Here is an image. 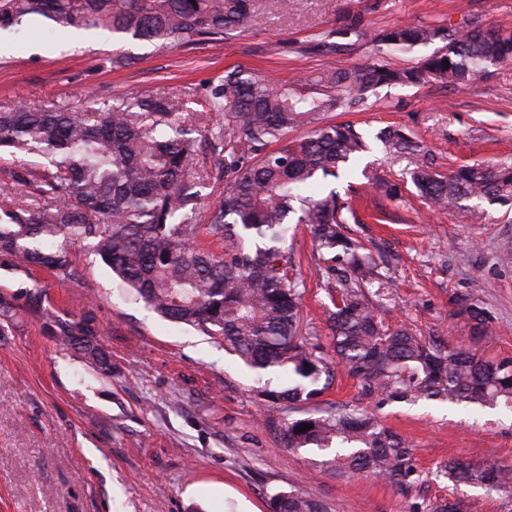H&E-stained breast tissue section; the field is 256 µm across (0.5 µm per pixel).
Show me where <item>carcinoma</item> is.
<instances>
[{
    "instance_id": "obj_1",
    "label": "carcinoma",
    "mask_w": 512,
    "mask_h": 512,
    "mask_svg": "<svg viewBox=\"0 0 512 512\" xmlns=\"http://www.w3.org/2000/svg\"><path fill=\"white\" fill-rule=\"evenodd\" d=\"M253 0H0V30L37 18L63 31L102 29L156 48L221 41L253 23ZM441 39L444 47L418 68L383 64L324 69L316 90L278 85L232 68L211 83L202 113L227 122L205 129L214 166L224 160L237 172L210 211L208 234L224 242L216 254L198 243L201 195L195 130L173 120L165 96L130 94L111 105L75 107L19 103L0 110V152L31 155L42 168L18 176L44 204L0 202V255L75 277L68 243L87 242L134 298L162 318L224 339L264 381L263 409L318 393L335 366L391 399L425 398L479 407L512 408V362H491L438 338L422 340L403 327L386 326L372 292L374 266L361 246L342 233L348 223L336 190H308L364 149L352 124L325 126L327 112L366 103L384 84L418 85L428 78L447 84L472 81L488 66L512 61V31L493 28L449 33L435 26L381 31L386 50L413 52ZM449 68H444V64ZM306 127L309 134L288 138ZM386 153L408 158L412 183L431 208L484 215L482 203L512 201V166L464 164L444 175L433 170L400 128L382 131ZM274 144L276 148L268 150ZM290 224H311L318 249L342 247L348 270L327 287L332 297L331 360L299 336L303 283L288 270ZM457 314L486 332L489 312L469 295L455 296ZM57 341L82 352L101 374L112 360L88 322L60 327ZM286 372L300 381L270 388L267 376ZM304 425L311 429L302 432ZM288 447L326 457L336 473L370 475L402 488L419 479L413 450L367 412H338L288 423ZM443 474L454 483L488 493L512 490V468L476 469L450 460ZM275 512H327L298 490L274 497Z\"/></svg>"
}]
</instances>
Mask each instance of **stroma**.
<instances>
[{
  "label": "stroma",
  "instance_id": "1",
  "mask_svg": "<svg viewBox=\"0 0 512 512\" xmlns=\"http://www.w3.org/2000/svg\"><path fill=\"white\" fill-rule=\"evenodd\" d=\"M432 25L464 32L512 27V0H254V22L220 42L157 50L107 32L63 35L34 21L0 34V109L25 102H113L130 90L175 100L179 120L215 123L198 103L209 83L241 68L279 83L308 84L325 68L420 65L426 49L389 54L375 33ZM131 63L113 68V53ZM353 123L368 145L361 164L399 188L376 192L359 170L333 180L357 220L350 237L371 251L391 281L378 312L422 337L440 336L491 360H512V204L467 211L428 210L399 159L378 135L399 127L447 173L463 163L512 164V62L489 66L474 83L383 86L356 112L327 113ZM35 157H0V195L30 205L14 181ZM76 276L18 267L0 256V294L16 307L0 336V512H272V498L298 489L327 512H426L459 498L468 512H512L511 494L456 484L441 471L462 459L475 467L512 465V410L426 399L393 400L337 371L322 395L267 421L258 383L221 338L162 319L127 297L93 247L71 242ZM291 271L305 287L300 329L333 352L331 297L311 227L289 232ZM469 293L489 309L484 335L458 316L453 298ZM92 319L112 358L93 371L80 351L56 344V320ZM343 409L371 412L413 448L419 482L400 489L371 476L339 475L319 455L288 448L289 422Z\"/></svg>",
  "mask_w": 512,
  "mask_h": 512
}]
</instances>
